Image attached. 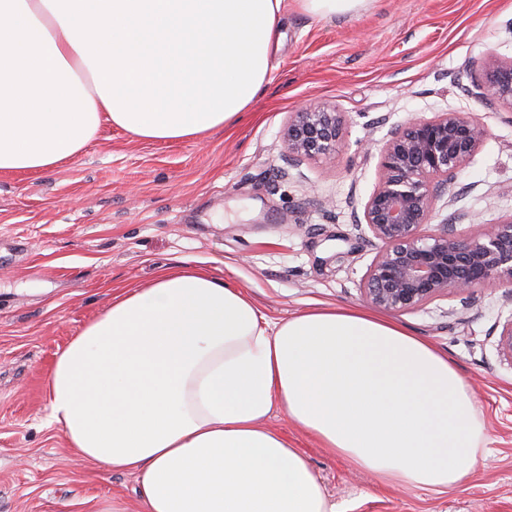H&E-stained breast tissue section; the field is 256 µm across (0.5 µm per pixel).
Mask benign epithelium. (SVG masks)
<instances>
[{
  "label": "benign epithelium",
  "instance_id": "benign-epithelium-1",
  "mask_svg": "<svg viewBox=\"0 0 512 512\" xmlns=\"http://www.w3.org/2000/svg\"><path fill=\"white\" fill-rule=\"evenodd\" d=\"M487 91L512 110V61L494 67ZM341 136L336 109L303 107L288 121L289 160L326 158ZM488 136L468 112H436L410 118L380 147L378 184L356 220L380 244L360 285L366 303L409 312L448 293L470 298L489 283L512 288V214L496 224L472 216L464 233L446 218L428 229L434 200ZM496 350L512 363V316L500 326Z\"/></svg>",
  "mask_w": 512,
  "mask_h": 512
}]
</instances>
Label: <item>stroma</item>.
I'll return each mask as SVG.
<instances>
[{"label": "stroma", "mask_w": 512, "mask_h": 512, "mask_svg": "<svg viewBox=\"0 0 512 512\" xmlns=\"http://www.w3.org/2000/svg\"><path fill=\"white\" fill-rule=\"evenodd\" d=\"M269 83L234 126L201 141L148 142L103 124L69 161L0 173V512H141L134 471L72 455L47 416L57 353L118 291L159 268H207L273 320L314 305L366 310L359 283L378 245L355 207L378 181V145L413 116L468 112L489 137L435 203L458 231L512 215V111L473 94L490 60L512 59V0H371L352 19L289 6ZM309 103L336 106L326 159L288 168L285 132ZM506 288L456 295L393 321L448 356L472 387L486 458L465 484L397 488L332 455L274 411L339 512H512V364L493 329Z\"/></svg>", "instance_id": "35a3bbf8"}]
</instances>
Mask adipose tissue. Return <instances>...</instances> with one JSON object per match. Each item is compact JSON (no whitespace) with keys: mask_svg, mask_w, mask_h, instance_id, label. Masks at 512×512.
<instances>
[{"mask_svg":"<svg viewBox=\"0 0 512 512\" xmlns=\"http://www.w3.org/2000/svg\"><path fill=\"white\" fill-rule=\"evenodd\" d=\"M285 0H0V172L73 159L110 123L203 138L261 94ZM48 418L142 512H336L274 409L379 484L444 490L483 458L476 398L429 342L315 306L282 321L207 270L161 269L57 354Z\"/></svg>","mask_w":512,"mask_h":512,"instance_id":"1","label":"adipose tissue"}]
</instances>
